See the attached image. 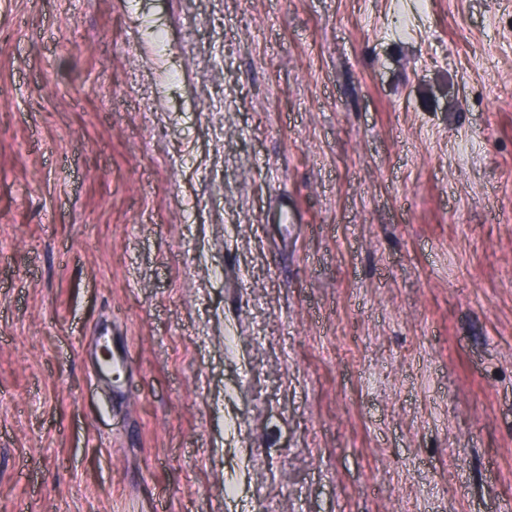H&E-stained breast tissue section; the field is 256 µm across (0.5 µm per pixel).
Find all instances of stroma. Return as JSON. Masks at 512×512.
<instances>
[{
  "label": "stroma",
  "instance_id": "35a3bbf8",
  "mask_svg": "<svg viewBox=\"0 0 512 512\" xmlns=\"http://www.w3.org/2000/svg\"><path fill=\"white\" fill-rule=\"evenodd\" d=\"M157 493L512 512V0H0V512ZM109 331L104 328L94 340V345L101 351V357L96 364L97 373L112 381V378H120L121 373L127 374L129 370V358L127 353H115L112 350V339L108 337Z\"/></svg>",
  "mask_w": 512,
  "mask_h": 512
}]
</instances>
